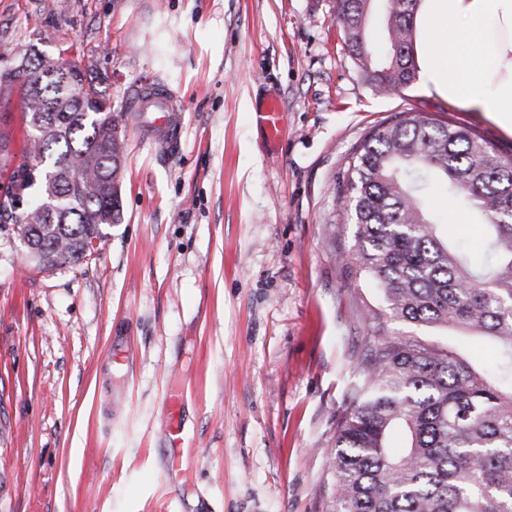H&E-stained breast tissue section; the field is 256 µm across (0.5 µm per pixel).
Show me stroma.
<instances>
[{
  "mask_svg": "<svg viewBox=\"0 0 512 512\" xmlns=\"http://www.w3.org/2000/svg\"><path fill=\"white\" fill-rule=\"evenodd\" d=\"M334 5L0 0V57L87 67L126 143L122 216L89 262L37 269L0 226V512H326L345 385L372 336L357 308L380 301L327 244L335 178L401 111L512 155L511 137L420 85L378 91ZM149 79L183 97L164 144L128 109ZM271 99L275 143L257 117ZM391 329L493 357L477 336Z\"/></svg>",
  "mask_w": 512,
  "mask_h": 512,
  "instance_id": "obj_1",
  "label": "stroma"
}]
</instances>
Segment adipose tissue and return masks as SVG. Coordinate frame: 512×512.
I'll list each match as a JSON object with an SVG mask.
<instances>
[{"instance_id":"adipose-tissue-1","label":"adipose tissue","mask_w":512,"mask_h":512,"mask_svg":"<svg viewBox=\"0 0 512 512\" xmlns=\"http://www.w3.org/2000/svg\"><path fill=\"white\" fill-rule=\"evenodd\" d=\"M413 29L427 94L512 137V0H419Z\"/></svg>"}]
</instances>
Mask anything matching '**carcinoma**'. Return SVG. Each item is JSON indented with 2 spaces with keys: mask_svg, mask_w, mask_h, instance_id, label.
<instances>
[{
  "mask_svg": "<svg viewBox=\"0 0 512 512\" xmlns=\"http://www.w3.org/2000/svg\"><path fill=\"white\" fill-rule=\"evenodd\" d=\"M417 0H380L386 50L370 49L371 0H336L350 54L382 92L416 79ZM34 55L0 69L20 80L34 163L17 159L0 116V224H15L36 266L78 265L89 238L121 219L126 159L118 116L79 64ZM339 217L355 227L340 245L348 268L376 281L384 307L358 317L374 339L345 387L329 454V512H512V156L471 129L403 111L367 132L341 174ZM484 226L483 260L438 233L429 192ZM457 328L494 341L481 366L452 348L395 335L389 322Z\"/></svg>",
  "mask_w": 512,
  "mask_h": 512,
  "instance_id": "1",
  "label": "carcinoma"
}]
</instances>
